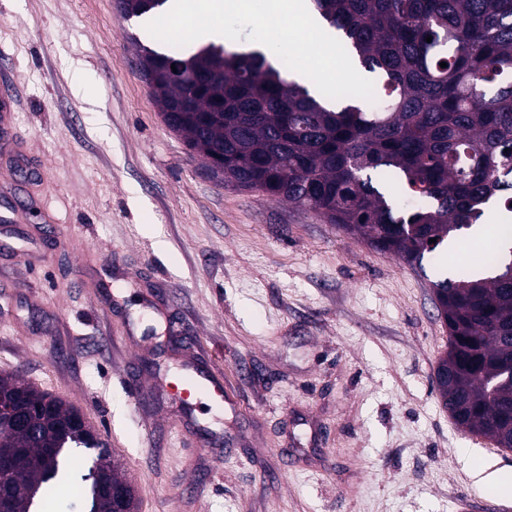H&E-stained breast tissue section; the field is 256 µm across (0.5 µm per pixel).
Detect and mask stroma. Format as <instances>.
Masks as SVG:
<instances>
[{
  "label": "stroma",
  "mask_w": 512,
  "mask_h": 512,
  "mask_svg": "<svg viewBox=\"0 0 512 512\" xmlns=\"http://www.w3.org/2000/svg\"><path fill=\"white\" fill-rule=\"evenodd\" d=\"M116 0H0V372L97 430L136 512H512V451L435 390L448 330L418 268L260 192L216 185L164 124ZM201 357L223 404L177 424ZM148 388L133 404L125 382ZM466 448L469 458L457 457Z\"/></svg>",
  "instance_id": "1"
}]
</instances>
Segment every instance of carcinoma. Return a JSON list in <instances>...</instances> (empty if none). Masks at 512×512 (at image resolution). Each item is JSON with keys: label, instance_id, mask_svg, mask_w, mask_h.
<instances>
[{"label": "carcinoma", "instance_id": "obj_1", "mask_svg": "<svg viewBox=\"0 0 512 512\" xmlns=\"http://www.w3.org/2000/svg\"><path fill=\"white\" fill-rule=\"evenodd\" d=\"M167 0H118L139 17ZM374 84L376 104L343 97L339 110L287 78L281 59L209 43L185 58L143 48L141 64L177 72L152 86L164 122L191 155L224 154L217 182L260 190L313 211L346 234L423 267L468 231L491 202L512 213V0H309ZM432 37L426 42V37ZM447 67H440V63ZM219 79L205 91L195 76ZM436 242H430V239ZM495 273L475 278V268ZM448 327L436 388L464 430L512 449V261L490 258L431 281ZM0 400L25 411L0 424V448H22L7 512H40L44 485L90 483L87 512H116L91 473L130 485L112 455L88 470L71 448L96 450L69 428L75 412L17 374H0Z\"/></svg>", "mask_w": 512, "mask_h": 512}]
</instances>
